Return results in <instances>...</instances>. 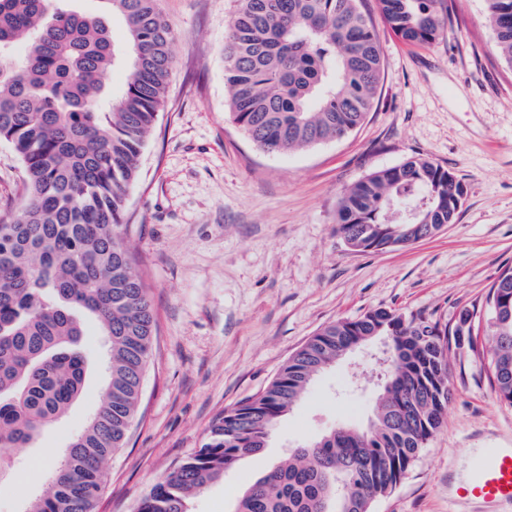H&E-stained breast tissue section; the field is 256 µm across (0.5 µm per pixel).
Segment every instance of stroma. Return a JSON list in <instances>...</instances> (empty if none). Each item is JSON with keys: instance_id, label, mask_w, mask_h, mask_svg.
<instances>
[{"instance_id": "35a3bbf8", "label": "stroma", "mask_w": 512, "mask_h": 512, "mask_svg": "<svg viewBox=\"0 0 512 512\" xmlns=\"http://www.w3.org/2000/svg\"><path fill=\"white\" fill-rule=\"evenodd\" d=\"M160 8L177 36L167 102L127 189V244L158 336L96 512H136L225 409L261 394L324 326L386 309L453 331L462 313L482 319L489 288L512 265V66L483 0H453L450 27L428 45L379 27L385 79L364 124L282 155L259 150L227 114L223 50L234 0H161ZM417 155L464 183L456 223L401 249L351 251L336 231L340 192ZM22 171L0 141V217L21 202ZM80 348L88 363L80 397L31 447L0 451V512H23L101 404L108 345L93 319ZM380 349L373 340L314 379L263 453L194 496L191 512H232L247 483L289 449L345 422L366 424ZM488 350L481 337L475 348L450 349L444 425L373 512H483L450 501L448 475L475 449L512 447V405L491 384Z\"/></svg>"}]
</instances>
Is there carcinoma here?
I'll use <instances>...</instances> for the list:
<instances>
[{
  "label": "carcinoma",
  "instance_id": "cac0c4a2",
  "mask_svg": "<svg viewBox=\"0 0 512 512\" xmlns=\"http://www.w3.org/2000/svg\"><path fill=\"white\" fill-rule=\"evenodd\" d=\"M0 0V140L23 166V199L0 220V450L23 448L82 392L88 364L80 314L107 336V382L98 411L55 462L25 512H94L104 464L126 444L157 336L149 289L125 244L127 188L165 107L176 38L159 0ZM500 55L512 65V0H484ZM364 0H236L224 41L231 121L262 151L280 154L342 139L372 110L381 49ZM403 40L435 41L444 0H378ZM125 23L116 47L108 16ZM25 46L16 59L12 50ZM126 69L114 95L108 77ZM466 194L449 170L419 156L344 190L338 232L356 252L412 242L366 230L410 210L436 234ZM501 284L486 295L487 370L512 403V320L496 318ZM386 309L320 329L259 396L224 412L201 448L153 486L138 512H191L190 499L238 461L264 451L310 381L357 344L395 337L368 427L342 425L292 450L249 483L233 512H372L440 429L451 389L448 329Z\"/></svg>",
  "mask_w": 512,
  "mask_h": 512
}]
</instances>
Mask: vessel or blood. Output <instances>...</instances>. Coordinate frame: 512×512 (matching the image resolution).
<instances>
[{"label":"vessel or blood","instance_id":"b4317fda","mask_svg":"<svg viewBox=\"0 0 512 512\" xmlns=\"http://www.w3.org/2000/svg\"><path fill=\"white\" fill-rule=\"evenodd\" d=\"M450 496L480 502L486 512L512 506V448H482L469 456L463 475L450 484Z\"/></svg>","mask_w":512,"mask_h":512}]
</instances>
